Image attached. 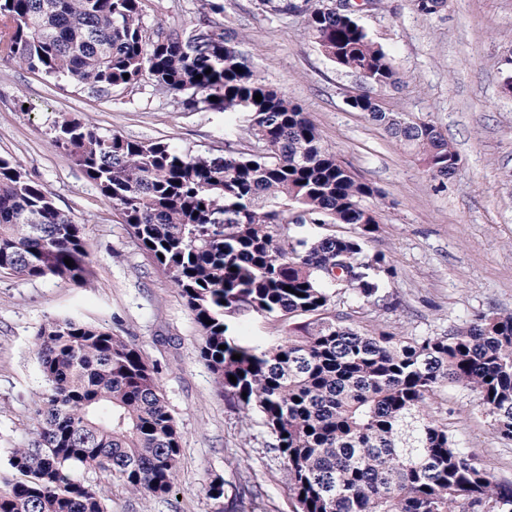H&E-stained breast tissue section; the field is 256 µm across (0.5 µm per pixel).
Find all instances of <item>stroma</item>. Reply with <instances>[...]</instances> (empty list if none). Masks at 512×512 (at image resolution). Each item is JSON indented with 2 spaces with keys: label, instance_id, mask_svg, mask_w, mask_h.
I'll return each instance as SVG.
<instances>
[{
  "label": "stroma",
  "instance_id": "stroma-1",
  "mask_svg": "<svg viewBox=\"0 0 512 512\" xmlns=\"http://www.w3.org/2000/svg\"><path fill=\"white\" fill-rule=\"evenodd\" d=\"M213 27L234 31L266 83L282 89L317 127L323 144L369 183L379 231L366 245L394 266L378 302L341 293L332 307L361 330L434 336L474 313L512 311V95L502 90L512 67V0H448L431 15L411 0H381L360 23L403 77L377 92L387 111L434 124L460 163L444 182L430 180L413 156L367 113L352 111L361 91L308 38L302 15L263 12L259 0H222ZM200 0H141L147 30L192 29ZM76 118L106 134L164 142L181 152H262L245 112L191 111L150 79L104 92L0 62V156L20 163L56 206L85 227L95 270L89 287L60 280L0 277V472L37 426L44 390L35 334L53 317L72 316L131 337L157 367L181 437L174 488L166 497L134 495L111 477L86 472L108 489L109 512H237L241 486H253L247 512H293L288 472L259 417L244 419L218 396L199 354L203 333L168 274L134 238L79 166L53 141L55 126ZM239 339L273 342L284 320L257 314L229 319ZM448 428L499 482H512V439L493 433L474 393L448 390ZM222 480L224 498L207 489Z\"/></svg>",
  "mask_w": 512,
  "mask_h": 512
}]
</instances>
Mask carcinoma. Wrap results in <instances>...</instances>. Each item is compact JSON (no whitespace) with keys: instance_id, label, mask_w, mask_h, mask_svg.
Listing matches in <instances>:
<instances>
[{"instance_id":"carcinoma-1","label":"carcinoma","mask_w":512,"mask_h":512,"mask_svg":"<svg viewBox=\"0 0 512 512\" xmlns=\"http://www.w3.org/2000/svg\"><path fill=\"white\" fill-rule=\"evenodd\" d=\"M259 3L304 14L321 53L363 78L367 90L348 106L383 124L430 179L454 174L459 153L437 127L386 112L372 97L401 77L358 21L357 3L339 12ZM208 27L202 21L185 35L160 26L150 37L141 0H0V59L97 90L147 74L191 110L251 114L250 135L264 146L257 155L192 156L77 119L55 127V143L180 291L219 393L245 416L259 415L273 436L295 512H512V485L496 482L441 417L445 389L461 387L512 439V312H480L440 336L365 333L329 314L339 291L377 301L378 279L392 273L385 255L365 249L379 228L363 204L374 189L321 144L300 106L257 75L233 34L205 37ZM291 224L353 232L309 238L290 234ZM3 274L84 288L94 270L83 225L19 163L0 157ZM247 310L310 320L249 346L225 322ZM35 342L46 383L39 426L8 459L12 476L0 475V512H108L104 488L87 482L86 471L134 494H169L180 436L158 370L139 347L71 317L48 320Z\"/></svg>"}]
</instances>
